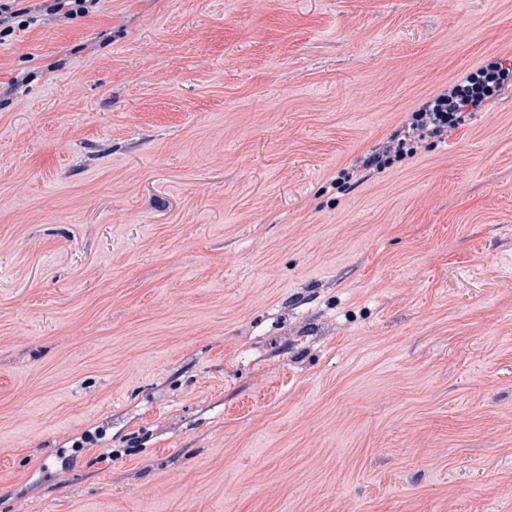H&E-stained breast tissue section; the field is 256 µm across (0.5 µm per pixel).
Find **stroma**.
Returning a JSON list of instances; mask_svg holds the SVG:
<instances>
[{
	"mask_svg": "<svg viewBox=\"0 0 512 512\" xmlns=\"http://www.w3.org/2000/svg\"><path fill=\"white\" fill-rule=\"evenodd\" d=\"M512 0H100L0 44V512H512ZM512 85V58L492 55L475 69L448 83V87L423 98L387 142L376 145L363 159V169L382 173L400 168L417 146L432 138H447L480 112L505 86ZM491 89V93H487ZM416 145V146H415Z\"/></svg>",
	"mask_w": 512,
	"mask_h": 512,
	"instance_id": "1",
	"label": "stroma"
}]
</instances>
